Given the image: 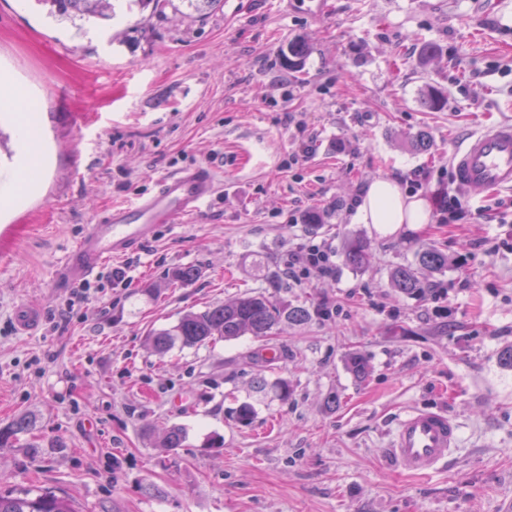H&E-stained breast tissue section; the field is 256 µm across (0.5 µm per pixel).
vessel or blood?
Masks as SVG:
<instances>
[{
  "label": "vessel or blood",
  "instance_id": "obj_1",
  "mask_svg": "<svg viewBox=\"0 0 512 512\" xmlns=\"http://www.w3.org/2000/svg\"><path fill=\"white\" fill-rule=\"evenodd\" d=\"M453 185L470 198L495 190H512V122L492 124L467 137L451 156ZM217 181L203 165H192L158 179L154 190L130 205L112 207L88 224L59 265L54 285L66 288L88 279L104 263L136 250L162 224L196 215L217 192ZM41 311L36 302L20 306L14 322L35 330ZM460 440L448 412L412 408L399 414L388 456L400 472L427 475L446 467Z\"/></svg>",
  "mask_w": 512,
  "mask_h": 512
}]
</instances>
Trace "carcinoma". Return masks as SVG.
<instances>
[{"instance_id":"obj_1","label":"carcinoma","mask_w":512,"mask_h":512,"mask_svg":"<svg viewBox=\"0 0 512 512\" xmlns=\"http://www.w3.org/2000/svg\"><path fill=\"white\" fill-rule=\"evenodd\" d=\"M46 7L48 13L61 19L83 20L98 18L109 20L115 13L120 0H37ZM184 15L203 14L221 0H179ZM309 55L307 43L295 38L288 42L280 53L279 62L289 69H300ZM369 245L367 241L354 238L343 252V261L354 268L362 267L368 261ZM448 267V256L429 248L422 251L415 264L395 266L390 279L393 287L406 294L418 292L422 288L421 271H441ZM309 309L304 305H291L264 293H246L224 303H216L202 312H190L181 316L177 323L169 328L154 330L146 336V343L155 353L163 355L170 349L199 348L217 340L233 341L243 336L263 338L284 321L301 324L309 319ZM271 389L282 401L291 396L288 381L278 379L268 383L265 379L257 381L256 389L263 392ZM36 416L24 412L9 425L0 427V448H12L19 436L31 431ZM145 436L155 448H164L170 452L183 447L186 441V428L173 424L158 433L151 426L145 428ZM0 512H77L73 501L59 496L55 491L44 488L39 490L25 487H13L0 490Z\"/></svg>"}]
</instances>
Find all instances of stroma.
Here are the masks:
<instances>
[{"label":"stroma","instance_id":"stroma-1","mask_svg":"<svg viewBox=\"0 0 512 512\" xmlns=\"http://www.w3.org/2000/svg\"><path fill=\"white\" fill-rule=\"evenodd\" d=\"M17 2L0 0V72L25 92L46 168L0 211L13 227L0 236V427L34 412L45 449L0 448V489L50 487L80 512H503L512 192L462 198L453 224L435 198L450 190V155L465 138L512 122V0H223L178 20L136 5L78 26ZM299 36L304 68L282 67L281 49ZM431 89L444 110L423 107ZM421 131L432 138L423 153L409 147ZM194 164L220 190L199 216L160 225L127 254V283L107 263L86 280L88 300L54 287L101 210ZM379 177L430 201L429 222L388 235L358 223L359 194ZM481 209L490 219H477ZM354 237L372 252L360 269L340 259ZM320 242L338 256L335 278L290 282L289 250ZM429 247L449 263L424 273L425 294L392 288V266ZM185 266L196 281L169 284ZM271 275L278 296L312 309L308 322L162 357L146 346L187 312L268 292ZM28 300L43 317L24 333L13 312ZM269 342L285 350L272 365ZM354 351L367 379L348 368ZM260 376L288 380L289 400L254 392ZM244 402L256 408L247 426L234 414ZM413 406L449 409L460 425L459 447L428 477L387 455L396 418ZM149 423L183 425V448L150 447ZM214 434L223 447H208ZM148 484L163 496L146 495Z\"/></svg>","mask_w":512,"mask_h":512}]
</instances>
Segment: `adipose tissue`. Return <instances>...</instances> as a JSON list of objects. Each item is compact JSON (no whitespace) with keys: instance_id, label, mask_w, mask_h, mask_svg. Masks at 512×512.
Listing matches in <instances>:
<instances>
[{"instance_id":"obj_1","label":"adipose tissue","mask_w":512,"mask_h":512,"mask_svg":"<svg viewBox=\"0 0 512 512\" xmlns=\"http://www.w3.org/2000/svg\"><path fill=\"white\" fill-rule=\"evenodd\" d=\"M357 217L387 234L403 224L427 223L428 210L423 199L408 195L398 180L386 177L368 184L357 205Z\"/></svg>"}]
</instances>
